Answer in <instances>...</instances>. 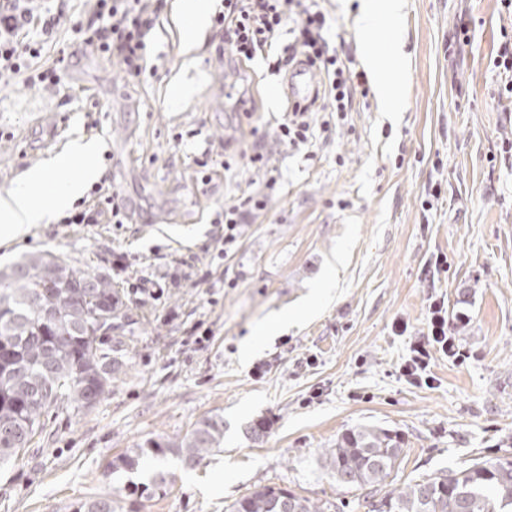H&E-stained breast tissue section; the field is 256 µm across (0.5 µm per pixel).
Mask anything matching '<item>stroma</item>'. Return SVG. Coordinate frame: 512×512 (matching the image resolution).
I'll use <instances>...</instances> for the list:
<instances>
[{
	"label": "stroma",
	"mask_w": 512,
	"mask_h": 512,
	"mask_svg": "<svg viewBox=\"0 0 512 512\" xmlns=\"http://www.w3.org/2000/svg\"><path fill=\"white\" fill-rule=\"evenodd\" d=\"M173 2H152L150 69L138 79L63 28L41 58L63 60L60 85L0 77V191L81 136L99 141L105 168L101 194L79 201L96 222L38 225L0 244V266L54 251L108 273L127 313L110 392L82 414L50 410L0 467V512H76L107 493L116 512H228L262 486L368 512L365 491L337 485L321 457L359 425L403 441L387 491L511 456L512 105L490 58L512 18L499 0H407L397 29L366 36L399 46L385 76L403 84L402 111L355 97L305 151L273 133L292 73L220 54L213 29L183 70ZM321 5L345 39L337 53L362 70L360 0ZM182 71L195 92L175 103L169 82ZM254 143L279 181L228 247L223 205L262 184L242 159ZM440 298L449 319L468 316L457 331L467 358L433 352L431 385H415L404 365ZM253 336L263 345L246 364L239 350ZM214 415L223 448L192 469L167 457L166 495L113 494V457Z\"/></svg>",
	"instance_id": "stroma-1"
}]
</instances>
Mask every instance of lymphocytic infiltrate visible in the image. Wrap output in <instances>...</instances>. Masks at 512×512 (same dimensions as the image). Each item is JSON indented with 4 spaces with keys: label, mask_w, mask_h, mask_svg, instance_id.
Returning a JSON list of instances; mask_svg holds the SVG:
<instances>
[{
    "label": "lymphocytic infiltrate",
    "mask_w": 512,
    "mask_h": 512,
    "mask_svg": "<svg viewBox=\"0 0 512 512\" xmlns=\"http://www.w3.org/2000/svg\"><path fill=\"white\" fill-rule=\"evenodd\" d=\"M95 15V22L89 24L72 22L73 39L116 58L127 76L139 77L145 70L147 38L154 27L146 0H96ZM62 17V9L53 0H0V72L25 74L35 86L60 84L61 69H39L32 62L53 41ZM213 23L240 62L261 55L271 58L278 70L301 64L318 71L324 82L323 111L344 116L356 94L369 92L365 74L351 69L350 58L331 51L327 17L316 0H224V9L215 14ZM310 110L308 103H293L277 125L284 144L298 148L311 143ZM277 182L276 176L266 174L262 192L225 206V244L234 243L252 212L266 208L267 193ZM435 350L454 359L465 356L448 328V309L440 299L430 303L427 330L413 345L405 367L413 382H422Z\"/></svg>",
    "instance_id": "obj_1"
}]
</instances>
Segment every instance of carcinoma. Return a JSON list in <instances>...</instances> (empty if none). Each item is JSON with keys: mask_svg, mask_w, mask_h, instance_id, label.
<instances>
[{"mask_svg": "<svg viewBox=\"0 0 512 512\" xmlns=\"http://www.w3.org/2000/svg\"><path fill=\"white\" fill-rule=\"evenodd\" d=\"M123 302L111 277L79 270L51 251L31 254L0 270V464L21 450L16 438H33L52 408L91 410L109 392L114 366L98 340L99 322L124 318ZM224 443V419L198 422L178 444L149 440L115 456L106 475L120 479L141 473L152 461L172 455L192 468ZM402 452L400 436L361 426L336 438L322 452L324 467L343 487L375 491ZM168 471L156 467L145 482L116 488L135 499L166 493ZM283 488L264 486L232 504L230 512H277ZM295 512H339L333 501H312L290 492ZM371 512H512V458L481 460L446 470L369 503ZM77 512H114L112 496L92 498Z\"/></svg>", "mask_w": 512, "mask_h": 512, "instance_id": "obj_1", "label": "carcinoma"}]
</instances>
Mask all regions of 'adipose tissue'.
I'll return each mask as SVG.
<instances>
[{"instance_id":"ef3b65f1","label":"adipose tissue","mask_w":512,"mask_h":512,"mask_svg":"<svg viewBox=\"0 0 512 512\" xmlns=\"http://www.w3.org/2000/svg\"><path fill=\"white\" fill-rule=\"evenodd\" d=\"M212 9L213 0H175L173 11L186 67L196 62ZM362 59L375 81L381 111H397L401 83L382 81L383 61L370 43H363ZM103 175L98 141L86 137L71 140L54 158L29 168L13 186L0 192V243L22 240L37 225L50 223L71 209Z\"/></svg>"}]
</instances>
